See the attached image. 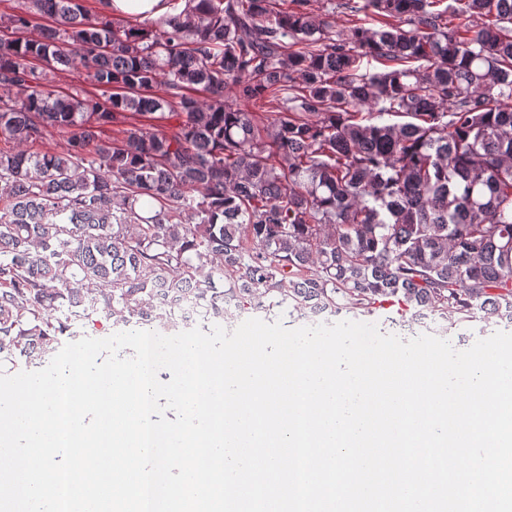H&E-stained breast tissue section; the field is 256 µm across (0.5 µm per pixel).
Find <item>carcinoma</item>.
Here are the masks:
<instances>
[{"label":"carcinoma","mask_w":512,"mask_h":512,"mask_svg":"<svg viewBox=\"0 0 512 512\" xmlns=\"http://www.w3.org/2000/svg\"><path fill=\"white\" fill-rule=\"evenodd\" d=\"M163 2L136 27L80 0L0 19V369L186 299L512 323V0H345L366 19L343 29L309 0ZM77 60L104 100L39 69Z\"/></svg>","instance_id":"1"}]
</instances>
